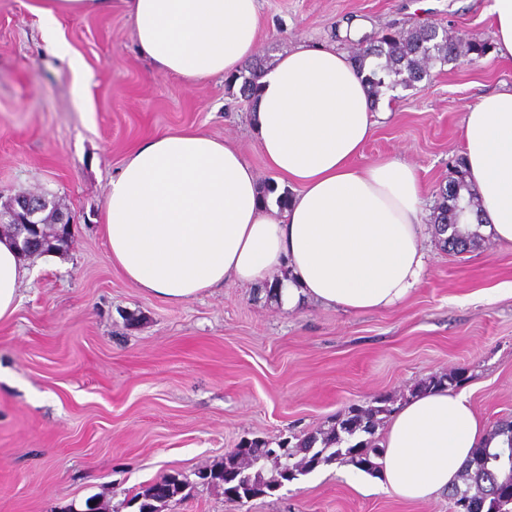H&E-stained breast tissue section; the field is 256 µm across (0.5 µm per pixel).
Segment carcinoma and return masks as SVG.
<instances>
[{
	"label": "carcinoma",
	"instance_id": "obj_1",
	"mask_svg": "<svg viewBox=\"0 0 512 512\" xmlns=\"http://www.w3.org/2000/svg\"><path fill=\"white\" fill-rule=\"evenodd\" d=\"M490 45L475 38L463 39L433 27L416 26L380 37H366L352 48V57L364 63L368 57L379 59L366 77L370 93L377 98L386 90L397 87L413 88L429 76L433 63H447L461 56H484ZM261 65L252 64L238 75L226 79L229 86L241 82L240 92L250 100L256 88ZM478 206L477 199L468 192L465 183L463 158H458L454 175L448 185L439 189L433 211V220L440 232L448 237L438 239L442 249L450 254H463L480 247L485 236L460 227L464 209ZM464 372L453 371L431 376L414 390V394L436 389H453L461 384ZM397 404L388 397H376L363 405H352L347 412L331 422L328 428L314 433L293 436L295 443L285 456L272 458L269 441L244 440L224 453V460L204 472H195L196 482L181 474H166L142 485L126 507L137 512H160L172 501H178L183 492L198 484L206 488H220L224 500L246 503L254 498L269 496L285 484L309 474L321 465L352 464L367 474L379 471V459L384 448L380 445L377 429L396 412ZM492 435L507 437V447L473 450L471 458L461 468L460 482L448 490L453 504L469 502L478 512H512V496L497 493V487L512 480V421H501L493 426Z\"/></svg>",
	"mask_w": 512,
	"mask_h": 512
}]
</instances>
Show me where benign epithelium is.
<instances>
[{"label": "benign epithelium", "mask_w": 512, "mask_h": 512, "mask_svg": "<svg viewBox=\"0 0 512 512\" xmlns=\"http://www.w3.org/2000/svg\"><path fill=\"white\" fill-rule=\"evenodd\" d=\"M50 206L49 200L42 195L19 194L0 208V223L14 228L15 243L20 250L31 256L42 251L45 225L40 215ZM58 241L57 247L64 250L71 244L72 223L64 218L53 225Z\"/></svg>", "instance_id": "obj_1"}]
</instances>
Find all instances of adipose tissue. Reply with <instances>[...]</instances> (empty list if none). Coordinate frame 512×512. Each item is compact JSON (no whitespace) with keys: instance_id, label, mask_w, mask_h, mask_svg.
Returning <instances> with one entry per match:
<instances>
[{"instance_id":"1","label":"adipose tissue","mask_w":512,"mask_h":512,"mask_svg":"<svg viewBox=\"0 0 512 512\" xmlns=\"http://www.w3.org/2000/svg\"><path fill=\"white\" fill-rule=\"evenodd\" d=\"M136 43L157 71L187 80L237 74L256 53L258 0H125ZM366 72L333 46L296 44L257 81L251 132L273 193L233 144L194 128L140 145L109 183L102 234L113 265L171 303L233 282L282 277L276 301L360 313L402 304L427 267L422 191L391 156L362 164L376 121ZM466 180L479 197L463 223L485 221L512 244V86L468 106L461 127ZM288 195L287 211L278 196ZM30 274L0 236V319ZM489 438L468 395L410 398L383 439L381 483L408 501L439 497Z\"/></svg>"}]
</instances>
